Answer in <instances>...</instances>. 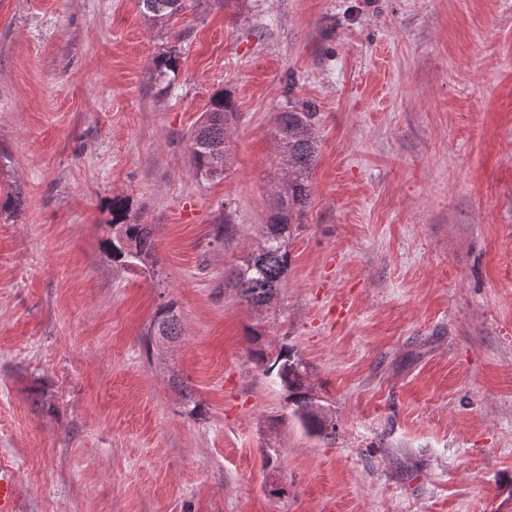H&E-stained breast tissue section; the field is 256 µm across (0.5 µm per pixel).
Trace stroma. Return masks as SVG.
Segmentation results:
<instances>
[{
	"instance_id": "stroma-1",
	"label": "stroma",
	"mask_w": 512,
	"mask_h": 512,
	"mask_svg": "<svg viewBox=\"0 0 512 512\" xmlns=\"http://www.w3.org/2000/svg\"><path fill=\"white\" fill-rule=\"evenodd\" d=\"M221 89L240 120L208 181L189 137ZM292 100L319 149L261 315L224 278L270 215ZM11 192L0 465L23 512H512V0H188L157 22L140 0H0ZM117 197L153 269L105 253ZM170 300L180 336L149 337ZM259 324L332 436L251 361Z\"/></svg>"
}]
</instances>
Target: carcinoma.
Returning <instances> with one entry per match:
<instances>
[{
	"label": "carcinoma",
	"instance_id": "cac0c4a2",
	"mask_svg": "<svg viewBox=\"0 0 512 512\" xmlns=\"http://www.w3.org/2000/svg\"><path fill=\"white\" fill-rule=\"evenodd\" d=\"M145 16L163 20L179 13L185 0H142ZM179 52L172 46L154 60L156 79L164 80L176 72ZM238 119L231 95L219 91L209 100L202 122L191 132L194 170L203 180L221 179L231 163V131ZM319 113L307 101L294 102L277 114L275 138L279 144L278 165L282 178L274 186L272 213L264 225L261 241L235 267L227 285L252 307L270 308L287 278L291 263L288 243L297 227L303 224L310 200V173L317 158L315 136ZM153 229L149 224L127 222L125 206L112 204V238L107 240L106 253L112 262L146 269L153 265ZM180 334L177 307L170 301L161 307L151 322L148 335L176 339ZM253 348L251 360L272 377L274 383L288 392L292 413L311 436L326 437L336 430L328 416L315 409L317 401L306 384L308 368L297 352L284 347L271 355L265 348L260 327L249 330Z\"/></svg>",
	"mask_w": 512,
	"mask_h": 512
}]
</instances>
